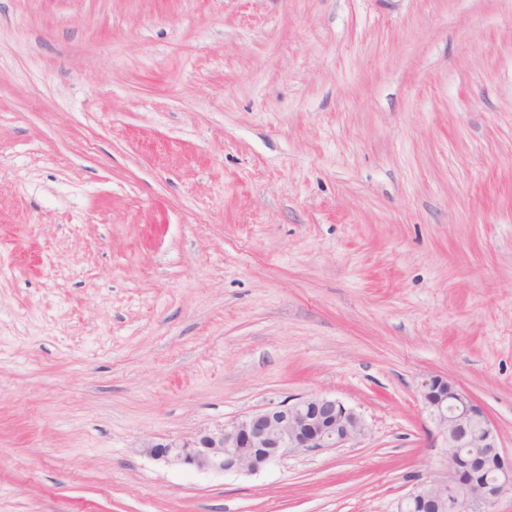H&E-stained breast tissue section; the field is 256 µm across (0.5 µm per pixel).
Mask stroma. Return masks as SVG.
<instances>
[{"mask_svg": "<svg viewBox=\"0 0 512 512\" xmlns=\"http://www.w3.org/2000/svg\"><path fill=\"white\" fill-rule=\"evenodd\" d=\"M431 373L512 453V0H0V512H395ZM311 394L362 442L140 452Z\"/></svg>", "mask_w": 512, "mask_h": 512, "instance_id": "obj_1", "label": "stroma"}]
</instances>
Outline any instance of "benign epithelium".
Masks as SVG:
<instances>
[{"mask_svg": "<svg viewBox=\"0 0 512 512\" xmlns=\"http://www.w3.org/2000/svg\"><path fill=\"white\" fill-rule=\"evenodd\" d=\"M418 393L431 424L433 443L444 448L445 471L415 479L396 512L409 505L422 512H495L512 494V456L503 452L487 411L467 392L437 374L418 382ZM368 434L362 415L328 395L294 399L244 415L215 429L204 428L193 439L147 440L148 458L167 466L198 472H256L290 454H307L359 442ZM465 448H480L485 477L459 480Z\"/></svg>", "mask_w": 512, "mask_h": 512, "instance_id": "1", "label": "benign epithelium"}]
</instances>
